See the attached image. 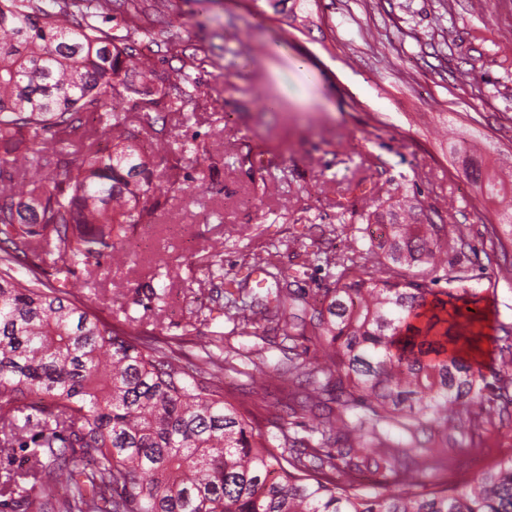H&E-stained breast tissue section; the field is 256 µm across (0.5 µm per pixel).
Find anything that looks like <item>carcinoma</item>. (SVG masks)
I'll use <instances>...</instances> for the list:
<instances>
[{
  "instance_id": "1",
  "label": "carcinoma",
  "mask_w": 512,
  "mask_h": 512,
  "mask_svg": "<svg viewBox=\"0 0 512 512\" xmlns=\"http://www.w3.org/2000/svg\"><path fill=\"white\" fill-rule=\"evenodd\" d=\"M131 17L118 34L112 9ZM168 0H0V452L26 451L21 495L0 482L10 512H512V457L473 482L426 490L419 477L432 433L480 428L509 414V383L487 381L477 358L484 319L468 290L454 292L448 255L458 224L424 215L416 197L386 191L365 202L385 234L339 258L319 306L274 282L260 298H230L228 320L247 330L272 313L288 338L315 342L308 363L267 373L254 365L249 399L224 387L238 371L224 337L190 356L122 327L71 299L76 269L108 274L101 259L180 191L182 168L154 174L141 130L110 108L131 91L136 107L199 106L184 67L154 86V56L140 47ZM114 141L112 152L100 140ZM469 135L450 147L462 174L495 206L485 225L512 245V179L470 156ZM43 245L42 252L33 243ZM445 272L448 290L433 288ZM445 298H440V295ZM298 379L286 407L315 415V442L260 417L271 375ZM488 404L486 414L471 410ZM399 437H393V432Z\"/></svg>"
}]
</instances>
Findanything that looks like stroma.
<instances>
[{"label":"stroma","mask_w":512,"mask_h":512,"mask_svg":"<svg viewBox=\"0 0 512 512\" xmlns=\"http://www.w3.org/2000/svg\"><path fill=\"white\" fill-rule=\"evenodd\" d=\"M309 28L286 25L265 0H171L183 53L157 32L155 86L190 63L202 108L141 112L127 95L128 120L157 168L180 162L184 191L168 194L154 223L138 226L126 263L94 279V308L113 323L135 321L146 334L197 353L208 337L225 350L261 353L276 366L285 348L312 358L307 341L288 342L274 324L240 333L224 314V281L265 293L254 255L296 270L308 299L333 287L337 267L322 258L368 245L364 197L356 186L400 188L425 214L465 227L454 255L487 318L479 358L487 378L512 376L500 347L512 331V282L496 271L512 250L492 247L484 230L492 210L457 171L442 129L474 130L499 146L489 161L511 168L512 0H312ZM473 67L480 85L456 81ZM221 261H212L215 245ZM421 480H473L512 456V421L436 435Z\"/></svg>","instance_id":"obj_1"}]
</instances>
